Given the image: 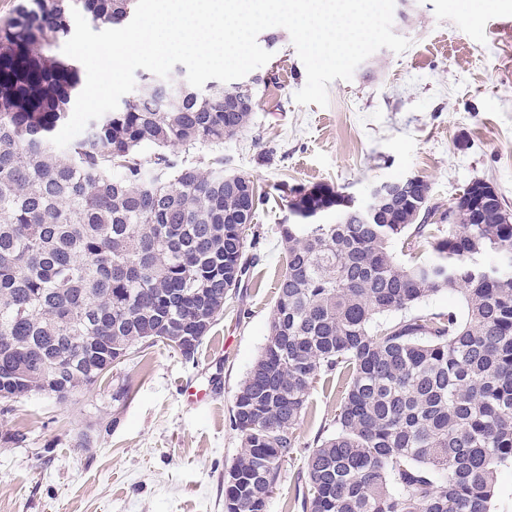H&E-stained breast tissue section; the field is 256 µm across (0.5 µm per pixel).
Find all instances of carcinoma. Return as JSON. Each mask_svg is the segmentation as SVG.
<instances>
[{"label": "carcinoma", "instance_id": "1", "mask_svg": "<svg viewBox=\"0 0 512 512\" xmlns=\"http://www.w3.org/2000/svg\"><path fill=\"white\" fill-rule=\"evenodd\" d=\"M136 0H21L0 21V404L90 384L84 367L139 345L193 339L194 356L256 256L238 229L262 194L224 182V157L201 152L247 131L239 87H185L167 106L143 90L92 120L78 141L51 143L80 84L59 53L72 8L96 28L126 22ZM288 255L261 355L230 427L242 450L224 475L225 512H266L311 385H342L336 432L306 457L309 512H492L496 475L512 465V222L494 199L484 219L426 224L429 186L388 204L328 183L292 187ZM429 239L399 261L394 244ZM463 312L372 330L441 291ZM406 240V241H405ZM405 241L404 244H402ZM408 242V244H407ZM424 241L419 243V239H415L413 237L407 238V236L402 237V240L399 241L395 246V251L403 262H410L417 259L424 258L430 251V247L427 243L424 247L422 245Z\"/></svg>", "mask_w": 512, "mask_h": 512}]
</instances>
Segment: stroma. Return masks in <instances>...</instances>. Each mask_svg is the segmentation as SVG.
I'll return each mask as SVG.
<instances>
[{
  "mask_svg": "<svg viewBox=\"0 0 512 512\" xmlns=\"http://www.w3.org/2000/svg\"><path fill=\"white\" fill-rule=\"evenodd\" d=\"M405 11L393 31L409 48L380 49L351 80L331 82L325 107L295 102L305 67L290 38L277 44L250 128L224 143L225 169L268 195L247 228L257 263L193 359L160 343L69 400L39 393L0 410V512H224V473L241 451L229 414L287 267L280 184L330 183L362 198L417 175L429 185V221L441 224L482 180L512 213V0L476 17L449 0H407ZM121 386L129 396L118 404ZM339 402L334 385L312 384L267 512H303L305 458L333 431Z\"/></svg>",
  "mask_w": 512,
  "mask_h": 512,
  "instance_id": "stroma-1",
  "label": "stroma"
}]
</instances>
